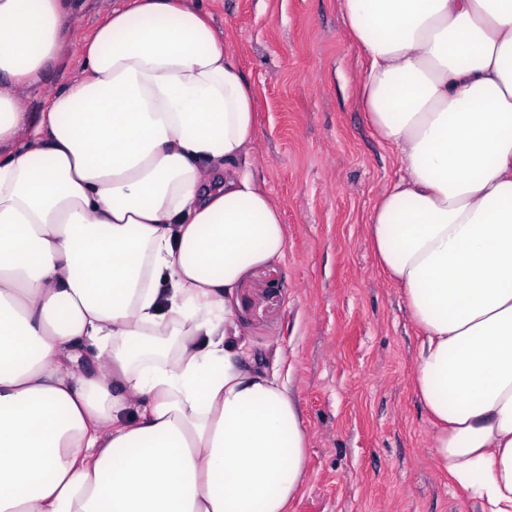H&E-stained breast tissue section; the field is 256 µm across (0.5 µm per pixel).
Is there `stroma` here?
Wrapping results in <instances>:
<instances>
[{
    "label": "stroma",
    "mask_w": 512,
    "mask_h": 512,
    "mask_svg": "<svg viewBox=\"0 0 512 512\" xmlns=\"http://www.w3.org/2000/svg\"><path fill=\"white\" fill-rule=\"evenodd\" d=\"M119 0H76L59 67L30 111L79 76L81 45ZM254 87L251 170L280 208L288 247L239 291L236 320L258 366H290L310 436L291 512H480L433 463L432 423L413 373L419 331L378 269L368 216L400 166L358 100L366 59L342 0H192Z\"/></svg>",
    "instance_id": "stroma-1"
}]
</instances>
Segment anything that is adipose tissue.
Wrapping results in <instances>:
<instances>
[{"instance_id":"obj_1","label":"adipose tissue","mask_w":512,"mask_h":512,"mask_svg":"<svg viewBox=\"0 0 512 512\" xmlns=\"http://www.w3.org/2000/svg\"><path fill=\"white\" fill-rule=\"evenodd\" d=\"M343 9L403 171L369 242L422 333L435 462L512 512V0ZM73 18L0 0V512H288L308 434L234 316L287 248L254 91L190 0H123L32 114Z\"/></svg>"}]
</instances>
